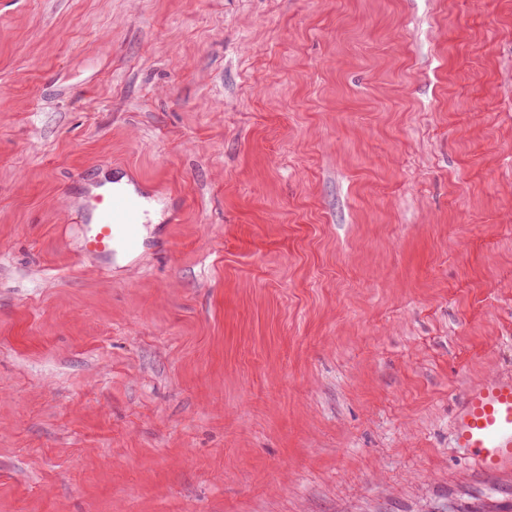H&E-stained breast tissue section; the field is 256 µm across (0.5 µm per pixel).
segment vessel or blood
<instances>
[{
    "instance_id": "obj_1",
    "label": "vessel or blood",
    "mask_w": 512,
    "mask_h": 512,
    "mask_svg": "<svg viewBox=\"0 0 512 512\" xmlns=\"http://www.w3.org/2000/svg\"><path fill=\"white\" fill-rule=\"evenodd\" d=\"M140 190L112 188L85 199L98 221L83 228L86 252L111 258L114 244L138 249L143 212ZM449 429L454 448L466 453L477 471L498 476L512 472V377L492 375L470 385L463 393Z\"/></svg>"
}]
</instances>
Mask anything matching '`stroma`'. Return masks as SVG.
Returning a JSON list of instances; mask_svg holds the SVG:
<instances>
[{
  "instance_id": "1",
  "label": "stroma",
  "mask_w": 512,
  "mask_h": 512,
  "mask_svg": "<svg viewBox=\"0 0 512 512\" xmlns=\"http://www.w3.org/2000/svg\"><path fill=\"white\" fill-rule=\"evenodd\" d=\"M493 374L512 0H0V512H512L449 446ZM142 198H147L140 190L130 191L112 187L106 194H89L84 206L91 215L98 211V224H87L83 228V249L107 260L112 259L114 246L121 242L125 249L137 250L140 244V224L143 211ZM119 262H126L127 255L116 245Z\"/></svg>"
}]
</instances>
